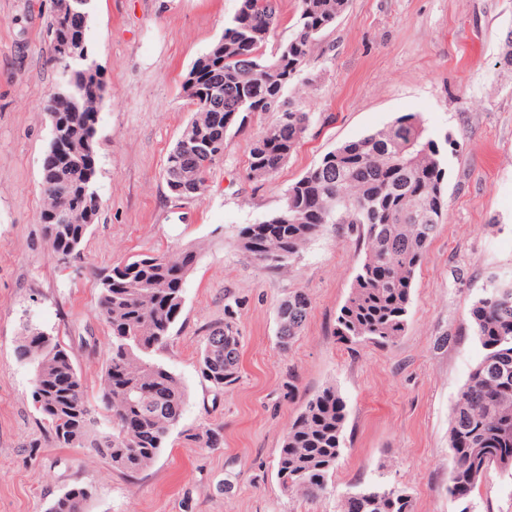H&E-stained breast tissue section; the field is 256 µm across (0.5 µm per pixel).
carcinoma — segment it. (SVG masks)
<instances>
[{
    "label": "carcinoma",
    "instance_id": "obj_1",
    "mask_svg": "<svg viewBox=\"0 0 512 512\" xmlns=\"http://www.w3.org/2000/svg\"><path fill=\"white\" fill-rule=\"evenodd\" d=\"M349 0H299L288 53L265 46L277 22L276 0H240L224 35L199 57L184 81L185 97L196 106L186 128L203 141L224 148L239 113L274 112L252 143L248 179L275 176L306 133L309 113L286 96L306 71L324 34L348 8ZM80 18L63 13L57 0L48 32L56 43L76 45L82 59H60V101L46 100L59 149L48 150L42 168V223L55 257L80 255L101 207L97 181V114L106 83L92 58L87 28L92 0H79ZM448 140L437 139L415 113L390 126L326 153L292 183L283 205L271 216L243 226L240 248L270 269L289 266L300 248L324 224H346L364 252L351 293L336 317L342 342L387 345L407 325L417 269L447 208ZM220 162L176 141L166 157L164 180L174 200L195 201L204 194L211 169ZM191 179L178 181L179 171ZM75 214L63 224L59 209ZM196 255L191 250L132 256L99 280L97 316L109 331L110 354L102 376L100 402L112 432L97 434L84 382L70 351L57 337L23 327L17 355L35 369L32 398L61 447L89 448L123 473L139 472L167 445L186 399L180 379L157 358L181 313L182 288ZM310 308L307 294L293 292L278 311L279 338L297 336ZM469 326L485 350L452 408L448 448L453 468L448 494L463 508L488 468L512 471V281L492 280L469 312ZM237 328L230 321L212 329L200 354L203 377L216 389L232 385L238 373ZM346 403L326 386L288 425L277 475L290 489L316 498L343 453ZM91 498L82 486L64 491L48 512H86ZM343 512H412V499L389 491L380 479L355 486L342 496Z\"/></svg>",
    "mask_w": 512,
    "mask_h": 512
}]
</instances>
